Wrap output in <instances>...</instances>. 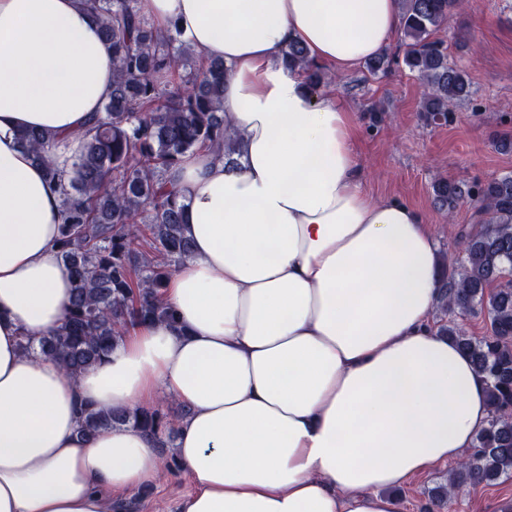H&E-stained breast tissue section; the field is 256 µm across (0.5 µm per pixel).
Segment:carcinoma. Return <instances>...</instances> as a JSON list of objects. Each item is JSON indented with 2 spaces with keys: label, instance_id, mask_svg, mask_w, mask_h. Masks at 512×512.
I'll list each match as a JSON object with an SVG mask.
<instances>
[{
  "label": "carcinoma",
  "instance_id": "carcinoma-1",
  "mask_svg": "<svg viewBox=\"0 0 512 512\" xmlns=\"http://www.w3.org/2000/svg\"><path fill=\"white\" fill-rule=\"evenodd\" d=\"M462 6L463 0H401L402 62L426 84L420 111L426 126L448 122L450 105L472 95L465 71L433 38ZM85 7L112 45V94L84 141L63 199L57 248L72 279L66 318L48 336L21 340L25 354L56 359L71 374L99 363L127 325L172 318L161 290L191 243L168 176L200 146L229 163L235 153L222 116L224 62L195 68L180 31L157 30L145 0H86ZM284 63L303 70L314 91L324 80L323 67L299 43L288 46ZM20 140L54 174L51 135L24 130ZM433 194L450 214L464 200L473 211L475 222L457 238L462 264L443 269L438 333L471 356L487 380L492 406L473 452L456 464L448 482L429 490L436 512H449L461 488L512 479V174L472 185L441 178ZM478 311L490 323L484 336L466 326ZM176 420L160 408L104 412L86 406L80 428L92 437L129 426L153 434L166 448Z\"/></svg>",
  "mask_w": 512,
  "mask_h": 512
}]
</instances>
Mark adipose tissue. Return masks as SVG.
Returning <instances> with one entry per match:
<instances>
[{"mask_svg": "<svg viewBox=\"0 0 512 512\" xmlns=\"http://www.w3.org/2000/svg\"><path fill=\"white\" fill-rule=\"evenodd\" d=\"M223 61L236 165L188 153L171 178L190 255L137 324L80 374L22 353L64 321L56 240L82 135L112 92V48L79 0H0V512H112L162 480L150 434L79 432V407L162 397L188 410L180 512H402L394 489L464 457L490 419L471 358L440 336L438 242L424 215L374 201L352 113L286 69L289 44L347 72L382 53L399 0H147ZM54 138L51 180L22 146Z\"/></svg>", "mask_w": 512, "mask_h": 512, "instance_id": "1", "label": "adipose tissue"}]
</instances>
